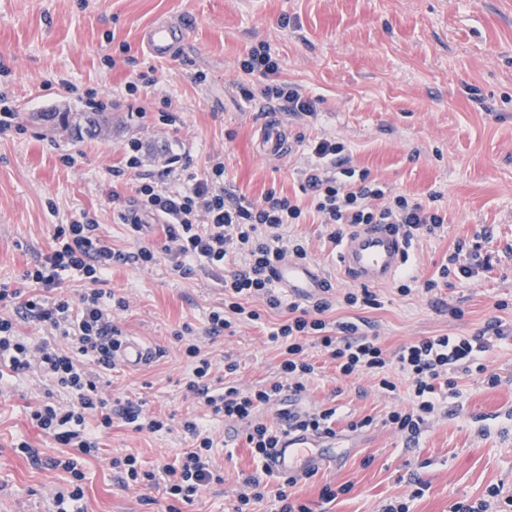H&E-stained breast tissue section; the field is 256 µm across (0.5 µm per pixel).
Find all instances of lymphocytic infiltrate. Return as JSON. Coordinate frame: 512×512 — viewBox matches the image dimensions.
<instances>
[{
  "mask_svg": "<svg viewBox=\"0 0 512 512\" xmlns=\"http://www.w3.org/2000/svg\"><path fill=\"white\" fill-rule=\"evenodd\" d=\"M248 83L241 93L246 100L261 97L278 102L286 112L310 116L317 100L298 86L280 80V64L270 46L252 47L240 64ZM313 160L301 172L300 195L290 197L268 191L261 200L229 193L224 187V158L212 156L204 172L194 171L173 156L158 173H141L142 146L131 141L124 147V163L113 168V177L129 176L134 206L116 213L140 247L134 252L114 249L100 230L96 216L82 212L79 218L56 225L53 245L23 277L34 288L23 295L20 289L0 282V365L15 374L36 373L50 387L43 400L31 408V421L43 432L73 451L57 465L73 480L69 489L56 491L55 512H70L83 496L84 478L78 458L98 448L97 428L111 427L121 419L138 432L156 434L171 431L168 416L150 414L143 402L127 397H105L98 390L102 372L114 369L112 350L122 331L112 319L113 309H125L124 298L106 291L104 284L116 264L142 267L156 264L167 255L171 271L187 277L196 271L221 272L224 304L211 311L202 335L189 336L184 354L191 372L184 382L187 395L206 410V418L189 417L181 422L192 444L174 462L161 464L157 471L142 469L136 456L113 458L111 465L122 485L146 489L161 485L169 501L168 512L191 503L200 488L220 484L224 473L215 462L217 443L208 418H222L246 424V442L255 464H262L280 438L278 429L255 421L256 412L284 390L304 391L316 366L306 356L308 343H316L337 372L376 376L382 390L395 391L387 376L397 369L408 382L409 407L391 411L388 421L408 439H418L441 396L457 397V374L469 372L477 357L494 342L508 339L512 330L502 321L488 323L486 332L474 336H433L410 342L395 354H387L376 339L362 335L352 322L330 323L323 315L333 307L330 295H322L312 311L298 304H283L273 288V265L287 256L307 258V243L291 232L307 215H316L328 227V237L339 241L338 224H388L405 240L434 236L446 222L444 214L406 194H394L367 172L356 171L345 144L327 136L310 141ZM160 224L162 248L144 243L146 220ZM242 257L244 264L231 275H223L227 261ZM76 273L86 285L78 300L62 296L59 290L66 274ZM270 308L287 306L290 316L269 333L280 343L284 359L278 380L245 390L229 381L236 363L217 368L203 346L204 340L223 335L238 323L258 321L255 302ZM25 323L44 326L50 337L67 340L66 348H54L49 339L29 341L20 334ZM67 393L70 403H60L56 392Z\"/></svg>",
  "mask_w": 512,
  "mask_h": 512,
  "instance_id": "f902f5d3",
  "label": "lymphocytic infiltrate"
}]
</instances>
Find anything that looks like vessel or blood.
Instances as JSON below:
<instances>
[{"instance_id":"1","label":"vessel or blood","mask_w":512,"mask_h":512,"mask_svg":"<svg viewBox=\"0 0 512 512\" xmlns=\"http://www.w3.org/2000/svg\"><path fill=\"white\" fill-rule=\"evenodd\" d=\"M187 37L183 23L158 21L142 29L140 39L149 54L158 60L177 56ZM283 131L278 122L270 120L260 127L259 149L269 156L282 150ZM408 248L404 239L386 224H362L341 243L337 262L347 279L368 285L390 284L406 263ZM273 281L290 297L307 300L322 292L325 279L319 267L293 257L284 258L274 267ZM112 355L126 368L147 365L154 357L153 349L133 336L122 337ZM305 407L301 395L289 394L288 411L282 416L279 444L267 459V467L275 473L301 477L319 470L346 454L345 439L320 436L297 430L295 422Z\"/></svg>"}]
</instances>
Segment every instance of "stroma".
Masks as SVG:
<instances>
[{
	"instance_id": "stroma-1",
	"label": "stroma",
	"mask_w": 512,
	"mask_h": 512,
	"mask_svg": "<svg viewBox=\"0 0 512 512\" xmlns=\"http://www.w3.org/2000/svg\"><path fill=\"white\" fill-rule=\"evenodd\" d=\"M285 16L292 21L287 28ZM169 18L188 25L189 41L178 58L152 62L139 32ZM262 43L279 59L280 79L319 99L314 117L282 113L291 147L280 157L257 149L269 103L241 94L239 62ZM152 64L157 83L138 101L144 117L124 105L109 107L111 123L94 138L59 122L60 114L85 112L83 91L112 100L133 69ZM198 71L206 81L194 82ZM0 94L12 102L20 126L0 134V282L26 288L23 273L50 249L54 225L82 211L97 215L114 248L136 250L126 225L113 219L133 201L126 180L112 175L131 140L143 144L146 174L175 153L198 171L222 154L225 188L258 200L271 189L297 192L307 141L333 136L348 146L354 166L393 192L434 204L447 222L441 235L410 248L408 295L380 286V308L339 305L325 320L362 323L363 334L391 353L426 337L471 336L496 318L512 324V0H0ZM165 96L179 116L173 126L155 118ZM67 155L73 164L64 163ZM292 231L307 241L311 261L333 287H350L337 263L339 246L322 225L309 221ZM454 252L479 267L478 276L470 283L452 277L425 292L424 283ZM107 286L129 302L115 316L123 334L156 352L149 365L108 373L110 390L151 412L198 413L183 392L190 366L174 334L186 323L206 326L224 301L220 284L202 273L173 276L163 257L147 269L114 266ZM500 301L507 309H497ZM260 312L261 323L206 344L216 363H238L246 388L271 381L283 359L267 332L288 319V310ZM308 355L317 367L304 391L308 409L335 408L336 432L350 444L337 466L291 487L312 512H381L407 497L410 512H450L493 484L512 494V421L492 423L480 436L473 426L512 404V341L482 354L486 373L460 376L459 397L443 401L416 444L385 422L407 398L400 372H389L397 386L389 396L369 376L341 377L318 347ZM489 373L499 376L498 386L487 384ZM47 387L32 375L0 377V512H52L53 492L68 485L69 473L50 465L66 448L29 418ZM366 417L372 425L357 428ZM210 426L224 481L203 486L181 512H232L255 471L244 425L219 419ZM21 441L37 450V459L15 451ZM190 445L181 430L148 435L113 419L98 451L82 461L76 512H166L161 491L150 490L153 502L143 504L139 488L117 481L111 460L132 454L153 470ZM421 482L430 490L413 498ZM326 487L336 491L334 501L322 499Z\"/></svg>"
}]
</instances>
